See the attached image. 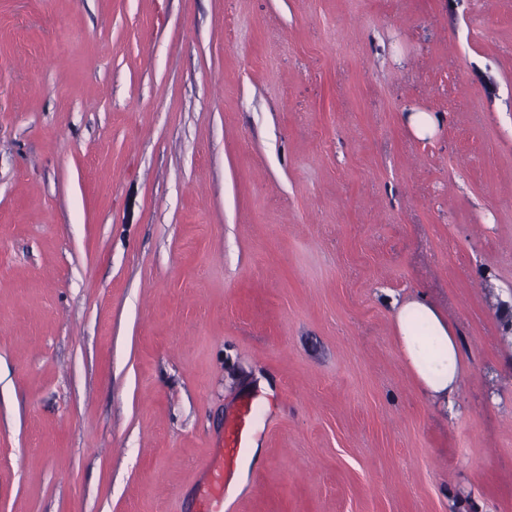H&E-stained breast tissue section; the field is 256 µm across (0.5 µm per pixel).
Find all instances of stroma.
Masks as SVG:
<instances>
[{
	"label": "stroma",
	"mask_w": 512,
	"mask_h": 512,
	"mask_svg": "<svg viewBox=\"0 0 512 512\" xmlns=\"http://www.w3.org/2000/svg\"><path fill=\"white\" fill-rule=\"evenodd\" d=\"M511 294L512 0H0V512H512ZM392 306L402 359L426 396L450 415L455 414L454 398L464 367L457 337L423 297L395 299ZM431 347L428 355L426 350ZM253 406L243 403L238 415L212 448L204 477L195 491L194 512H230L227 489L235 475V464L248 448Z\"/></svg>",
	"instance_id": "stroma-1"
}]
</instances>
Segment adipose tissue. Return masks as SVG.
Segmentation results:
<instances>
[{
	"mask_svg": "<svg viewBox=\"0 0 512 512\" xmlns=\"http://www.w3.org/2000/svg\"><path fill=\"white\" fill-rule=\"evenodd\" d=\"M392 306L404 362L426 396L447 412H454L464 367L457 337L425 299H396Z\"/></svg>",
	"mask_w": 512,
	"mask_h": 512,
	"instance_id": "ef3b65f1",
	"label": "adipose tissue"
}]
</instances>
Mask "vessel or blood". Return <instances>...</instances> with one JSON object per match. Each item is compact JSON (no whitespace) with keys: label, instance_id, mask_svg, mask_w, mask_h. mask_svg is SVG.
<instances>
[{"label":"vessel or blood","instance_id":"b4317fda","mask_svg":"<svg viewBox=\"0 0 512 512\" xmlns=\"http://www.w3.org/2000/svg\"><path fill=\"white\" fill-rule=\"evenodd\" d=\"M253 406L243 403L238 415L215 444L195 491L194 512H231L227 489L235 475V464L250 440Z\"/></svg>","mask_w":512,"mask_h":512}]
</instances>
